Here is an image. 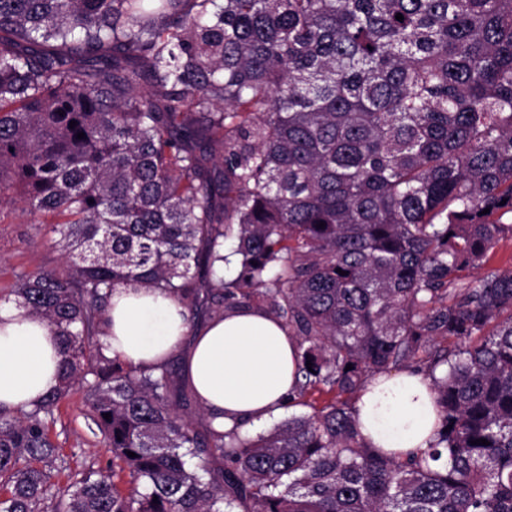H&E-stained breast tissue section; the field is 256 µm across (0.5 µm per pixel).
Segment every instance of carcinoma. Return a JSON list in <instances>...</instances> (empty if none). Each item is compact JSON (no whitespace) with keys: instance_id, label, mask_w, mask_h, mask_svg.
I'll return each instance as SVG.
<instances>
[{"instance_id":"carcinoma-1","label":"carcinoma","mask_w":512,"mask_h":512,"mask_svg":"<svg viewBox=\"0 0 512 512\" xmlns=\"http://www.w3.org/2000/svg\"><path fill=\"white\" fill-rule=\"evenodd\" d=\"M18 200L67 266L4 300L63 348L55 390L0 407V512H512V269L463 276L512 233V0H0V206ZM118 288L191 323L274 315L299 346L290 402L331 400L215 429L177 356L109 355ZM398 367L432 380L428 461L367 447L341 399ZM76 388L112 468L50 497L48 423Z\"/></svg>"}]
</instances>
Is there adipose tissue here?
I'll use <instances>...</instances> for the list:
<instances>
[{"label":"adipose tissue","mask_w":512,"mask_h":512,"mask_svg":"<svg viewBox=\"0 0 512 512\" xmlns=\"http://www.w3.org/2000/svg\"><path fill=\"white\" fill-rule=\"evenodd\" d=\"M107 318L111 352L145 365L181 354L182 376L216 429L248 430L281 411L294 386L297 343L268 313L241 308L194 331L173 297L119 288ZM60 349L45 320L0 305V406L28 410L48 395ZM353 414L367 446L400 458L427 456L441 426L430 379L411 370L369 379Z\"/></svg>","instance_id":"adipose-tissue-1"}]
</instances>
